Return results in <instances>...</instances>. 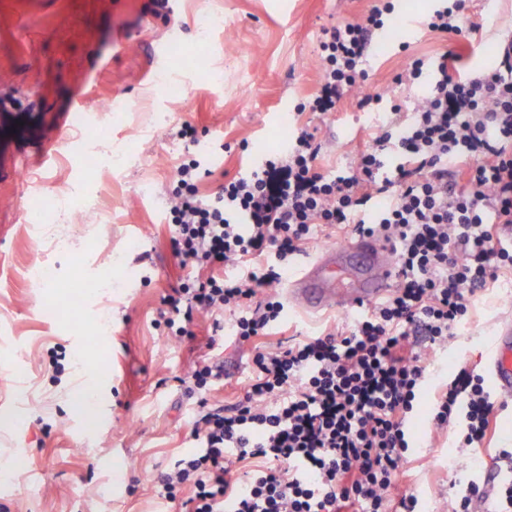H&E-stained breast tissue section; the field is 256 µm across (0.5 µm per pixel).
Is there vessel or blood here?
<instances>
[{
	"mask_svg": "<svg viewBox=\"0 0 512 512\" xmlns=\"http://www.w3.org/2000/svg\"><path fill=\"white\" fill-rule=\"evenodd\" d=\"M395 279L390 243L373 236H360L322 248L303 260L288 281L286 295L291 306L302 310H358L387 295ZM488 370L497 397L511 402V318L497 328Z\"/></svg>",
	"mask_w": 512,
	"mask_h": 512,
	"instance_id": "obj_1",
	"label": "vessel or blood"
}]
</instances>
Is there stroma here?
<instances>
[{
    "mask_svg": "<svg viewBox=\"0 0 512 512\" xmlns=\"http://www.w3.org/2000/svg\"><path fill=\"white\" fill-rule=\"evenodd\" d=\"M396 22L377 38L365 85L385 97L426 92L393 78L406 56L431 59L462 46L468 71L493 67L512 36V0H468L478 26L466 43L422 30L435 0H392ZM374 0H0V456L21 477L0 481V512H178L159 497L153 474L194 453L198 409L178 382L196 356L224 363L210 404L244 394L250 355L229 332L197 317L194 338L154 326L162 298L192 270L171 246L165 192L180 164L199 159L209 174L198 195L213 200L225 180L283 150L307 125L323 144L319 163L344 165L384 116L345 98L331 116L300 111L318 89L324 29L365 16ZM224 26L201 36L198 20ZM202 51L215 84L168 54L169 43ZM184 87L173 98L157 81ZM112 102L121 119L99 107ZM111 122V146L74 137L75 118ZM150 192H143V185ZM56 200L59 224L36 236L24 205L30 192ZM342 310L285 311L269 343L319 334ZM512 318V289L486 288L447 349L484 373L500 321ZM98 363L92 413L81 406V359ZM455 432L419 427L405 491L421 512H444L460 471Z\"/></svg>",
    "mask_w": 512,
    "mask_h": 512,
    "instance_id": "obj_1",
    "label": "stroma"
}]
</instances>
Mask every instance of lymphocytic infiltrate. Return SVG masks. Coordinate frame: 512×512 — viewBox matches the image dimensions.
<instances>
[{"label": "lymphocytic infiltrate", "mask_w": 512, "mask_h": 512, "mask_svg": "<svg viewBox=\"0 0 512 512\" xmlns=\"http://www.w3.org/2000/svg\"><path fill=\"white\" fill-rule=\"evenodd\" d=\"M392 12L381 0L361 20L325 31L309 111L335 112L360 88L374 35ZM464 60L458 50L408 59L395 82L425 76L429 91L391 106L352 171H322V146L306 128L209 202L197 196L199 161L179 167L172 247L210 274L172 288L163 324L190 338L199 315L232 312L252 375L241 400L212 406L206 396L224 366L195 363L185 384L199 397V449L156 475L164 499L184 512H417L399 487L414 446L409 424L428 388L432 430L454 428L470 469L482 466L495 433L493 392L464 366L431 383L415 343L447 345L475 293L512 275V40L492 69L468 73ZM378 231L395 245L392 293L352 324L264 345L283 319L278 287L291 261L319 237ZM238 263L242 271L225 275ZM238 462L252 466L248 480L237 478Z\"/></svg>", "instance_id": "obj_1"}]
</instances>
